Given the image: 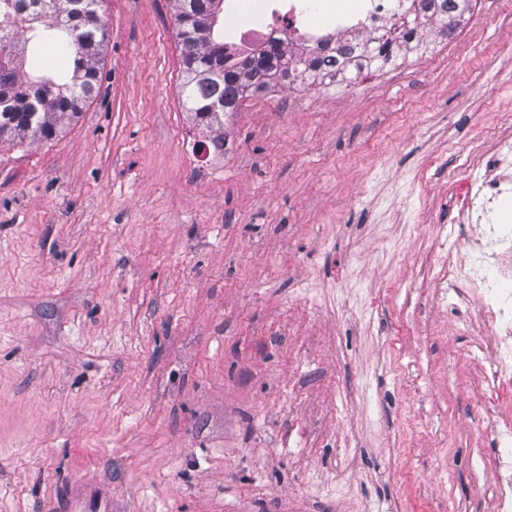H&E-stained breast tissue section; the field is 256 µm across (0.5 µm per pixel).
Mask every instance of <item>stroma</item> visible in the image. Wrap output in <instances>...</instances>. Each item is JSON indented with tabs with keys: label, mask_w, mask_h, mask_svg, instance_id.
Masks as SVG:
<instances>
[{
	"label": "stroma",
	"mask_w": 512,
	"mask_h": 512,
	"mask_svg": "<svg viewBox=\"0 0 512 512\" xmlns=\"http://www.w3.org/2000/svg\"><path fill=\"white\" fill-rule=\"evenodd\" d=\"M350 87L178 142L172 0H106L102 88L0 144V512H493L482 297L451 185L512 140V0ZM439 231L441 239L439 244L440 250L437 251L435 258L428 267L429 278L433 284L439 288L438 291H443L447 299L448 284H452L453 281L461 278L469 279L476 287L474 290L478 292L484 290L481 288L483 286L482 280L477 278L480 276V269L473 267V274H471V271H465V269L457 263L455 254L458 242L451 231L448 232V226L441 224Z\"/></svg>",
	"instance_id": "1"
}]
</instances>
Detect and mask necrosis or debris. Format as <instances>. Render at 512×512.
Masks as SVG:
<instances>
[{"label":"necrosis or debris","mask_w":512,"mask_h":512,"mask_svg":"<svg viewBox=\"0 0 512 512\" xmlns=\"http://www.w3.org/2000/svg\"><path fill=\"white\" fill-rule=\"evenodd\" d=\"M415 0L398 5L397 0H358L352 10L340 11L336 0H255L253 17L237 22V0H225L224 16L230 31L224 39L229 55L260 54L270 42L283 44L287 58L304 57L316 51L319 57L334 58L339 46L350 41L385 40L397 34L408 12L416 10ZM325 14L320 32H313L311 13ZM469 167L478 169L456 202L476 223H490L501 202L512 193V182L493 178V171L512 165V143L500 142L493 154L469 153ZM439 250L428 267V275L440 291L464 278L465 269L455 259L458 242L447 225H440ZM477 315L489 335L479 342L476 353L489 364L485 389L490 402H499L505 389L512 387V309L499 302L478 306Z\"/></svg>","instance_id":"1"}]
</instances>
